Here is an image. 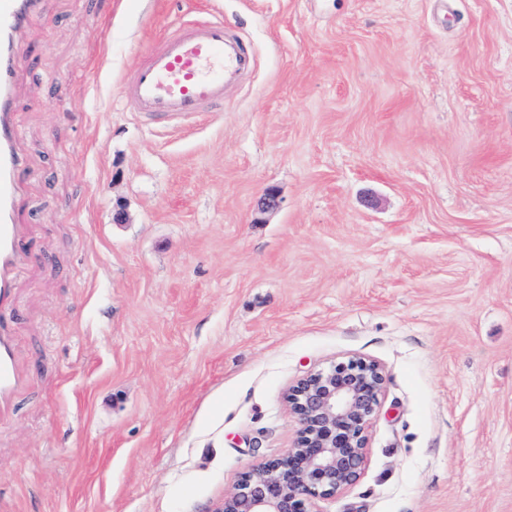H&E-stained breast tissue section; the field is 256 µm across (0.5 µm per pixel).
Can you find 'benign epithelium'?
I'll return each mask as SVG.
<instances>
[{"label":"benign epithelium","instance_id":"obj_1","mask_svg":"<svg viewBox=\"0 0 512 512\" xmlns=\"http://www.w3.org/2000/svg\"><path fill=\"white\" fill-rule=\"evenodd\" d=\"M385 381L378 362L357 356L298 379L286 395L298 422L294 445L247 467L217 512H321L319 502L364 473L369 428L380 412Z\"/></svg>","mask_w":512,"mask_h":512}]
</instances>
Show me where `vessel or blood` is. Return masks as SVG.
Wrapping results in <instances>:
<instances>
[{"label": "vessel or blood", "instance_id": "obj_1", "mask_svg": "<svg viewBox=\"0 0 512 512\" xmlns=\"http://www.w3.org/2000/svg\"><path fill=\"white\" fill-rule=\"evenodd\" d=\"M37 0H0V411L7 410L22 385L12 351L9 311L21 264L22 228L14 220L21 190L23 159L15 149L12 88L21 57L17 33L34 12ZM240 38L220 17L169 34L151 51L122 98L156 116L189 118L224 106V90L249 65Z\"/></svg>", "mask_w": 512, "mask_h": 512}]
</instances>
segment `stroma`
Listing matches in <instances>:
<instances>
[{
  "label": "stroma",
  "instance_id": "stroma-1",
  "mask_svg": "<svg viewBox=\"0 0 512 512\" xmlns=\"http://www.w3.org/2000/svg\"><path fill=\"white\" fill-rule=\"evenodd\" d=\"M215 15L254 57L223 111H129ZM17 39L0 512H216L353 355L382 410L321 512H512V0H40Z\"/></svg>",
  "mask_w": 512,
  "mask_h": 512
}]
</instances>
